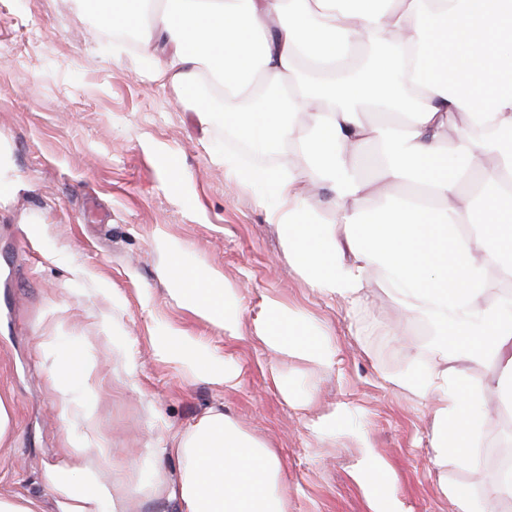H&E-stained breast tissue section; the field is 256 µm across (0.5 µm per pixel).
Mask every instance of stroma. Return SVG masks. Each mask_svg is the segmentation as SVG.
Instances as JSON below:
<instances>
[{
  "instance_id": "stroma-1",
  "label": "stroma",
  "mask_w": 512,
  "mask_h": 512,
  "mask_svg": "<svg viewBox=\"0 0 512 512\" xmlns=\"http://www.w3.org/2000/svg\"><path fill=\"white\" fill-rule=\"evenodd\" d=\"M94 2L0 0V165L14 181L0 197V397L14 414L0 495L47 497L43 470L71 463L67 442L78 431L61 416L53 368L55 349L71 348L94 384L69 392L72 406L95 404L84 463L133 490V512H181L168 487L182 463L164 449L214 408L273 442L290 512H370L356 443L322 442L309 430L341 402L355 408L346 428L367 432L389 463L407 512H456L446 484H470L483 502L512 463V413L489 407L471 464L436 461L425 403L389 382L414 362L436 361L427 329L415 324L397 345L399 310L383 289L351 308L306 288L266 208L219 162L232 151L223 113L201 122L197 97L152 80L140 46L112 37ZM159 238L237 288L245 321L272 296L330 329L339 370L278 365L296 385L314 383L308 408L283 400L254 330L227 339L169 293ZM169 327L232 360L240 384L199 380L161 359L153 341Z\"/></svg>"
}]
</instances>
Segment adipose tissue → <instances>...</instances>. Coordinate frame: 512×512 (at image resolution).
I'll return each instance as SVG.
<instances>
[{
  "label": "adipose tissue",
  "instance_id": "obj_1",
  "mask_svg": "<svg viewBox=\"0 0 512 512\" xmlns=\"http://www.w3.org/2000/svg\"><path fill=\"white\" fill-rule=\"evenodd\" d=\"M115 27L167 33L174 45L157 79L187 91L209 78L224 118L255 151L294 152L309 182L336 194V220L317 223L304 184L282 169L224 167L260 197H273L284 256L313 292L358 305L372 285L401 311L397 328L428 322L438 363L392 376L432 413L436 459L469 461L493 399L512 408V0H102ZM271 95L253 99L257 82ZM382 148L375 179L364 148ZM493 165H486L487 157ZM397 194H388V187ZM174 295L225 337L242 335L237 289L188 267L180 244L161 239ZM508 298L485 304L489 290ZM255 329L277 358L323 371L340 364L335 340L314 318L266 298ZM162 359L193 377L235 384L238 368L213 359L173 329L156 337ZM492 361L471 385V365ZM342 402L313 420L312 434L361 448L358 479L371 512H404L389 464L365 432L343 429ZM184 461L170 495L182 512H288L282 460L271 445L213 410L171 438ZM55 512H126L110 482L48 468Z\"/></svg>",
  "mask_w": 512,
  "mask_h": 512
}]
</instances>
